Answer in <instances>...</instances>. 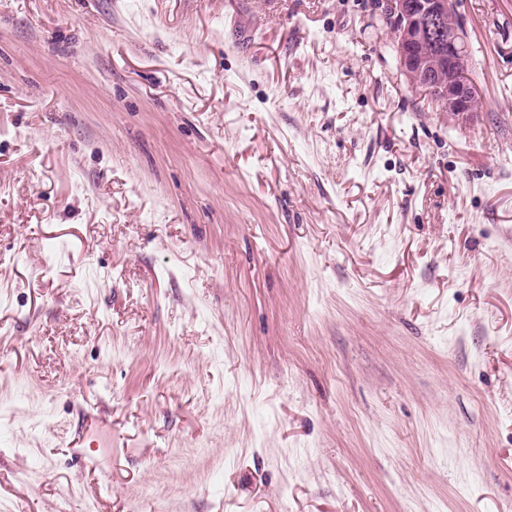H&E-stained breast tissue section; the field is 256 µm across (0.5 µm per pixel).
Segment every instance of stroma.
Segmentation results:
<instances>
[{
	"mask_svg": "<svg viewBox=\"0 0 512 512\" xmlns=\"http://www.w3.org/2000/svg\"><path fill=\"white\" fill-rule=\"evenodd\" d=\"M479 105L385 0H0V512H512V0Z\"/></svg>",
	"mask_w": 512,
	"mask_h": 512,
	"instance_id": "stroma-1",
	"label": "stroma"
}]
</instances>
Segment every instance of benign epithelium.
<instances>
[{
  "mask_svg": "<svg viewBox=\"0 0 512 512\" xmlns=\"http://www.w3.org/2000/svg\"><path fill=\"white\" fill-rule=\"evenodd\" d=\"M386 11L399 25L398 58L407 79L432 92L443 111L470 112L479 90L469 75L468 37L454 0H387ZM433 32L448 35L447 42L434 50L447 71L445 79L438 81L429 72L431 59L420 51Z\"/></svg>",
  "mask_w": 512,
  "mask_h": 512,
  "instance_id": "benign-epithelium-1",
  "label": "benign epithelium"
}]
</instances>
